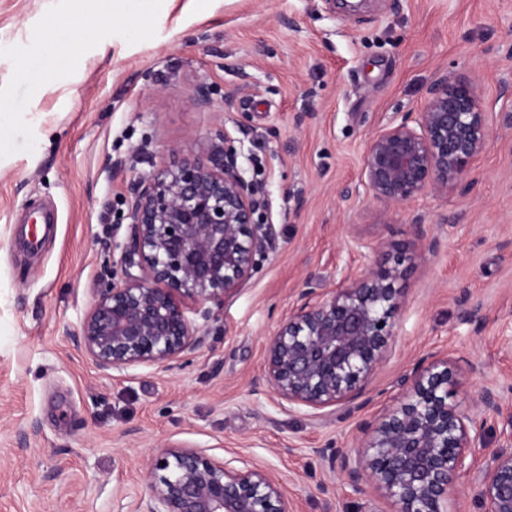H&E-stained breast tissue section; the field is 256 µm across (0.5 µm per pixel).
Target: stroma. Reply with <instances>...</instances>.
I'll return each instance as SVG.
<instances>
[{"label":"stroma","mask_w":512,"mask_h":512,"mask_svg":"<svg viewBox=\"0 0 512 512\" xmlns=\"http://www.w3.org/2000/svg\"><path fill=\"white\" fill-rule=\"evenodd\" d=\"M447 75L491 116L469 177L372 198L369 137ZM203 84L213 107L193 103ZM0 123V512H133L164 443L267 467L290 512H384L314 449L354 450L434 355L471 416L483 387H512V0H0ZM220 129L278 244L179 368L103 373L74 338L98 279L123 276L130 186L173 149L205 158ZM394 265L400 308L359 397L281 409L260 380L278 322L306 289Z\"/></svg>","instance_id":"1"}]
</instances>
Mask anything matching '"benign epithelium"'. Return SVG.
Segmentation results:
<instances>
[{
  "label": "benign epithelium",
  "instance_id": "7a95c632",
  "mask_svg": "<svg viewBox=\"0 0 512 512\" xmlns=\"http://www.w3.org/2000/svg\"><path fill=\"white\" fill-rule=\"evenodd\" d=\"M489 136L478 85L445 77L430 89L414 125L403 121L368 140L362 175L376 200L401 204L465 179ZM224 131L207 159L152 166L138 177L120 250V280L97 284L77 344L103 371L153 365L165 371L204 343L194 306L220 305L277 244L275 224L257 217L252 181ZM138 269L134 274L131 269ZM394 268L342 278L289 314L271 336L263 381L288 409L352 402L379 365L400 307ZM455 370L435 359L413 370L403 400L367 423L359 450L316 448L355 493L371 487L396 512H448V497L484 442L474 419L448 403ZM483 414L504 419L500 444L482 463L484 512H512V408L491 386ZM147 494L135 512H288L278 480L258 464L220 461L183 445L157 449Z\"/></svg>",
  "mask_w": 512,
  "mask_h": 512
}]
</instances>
